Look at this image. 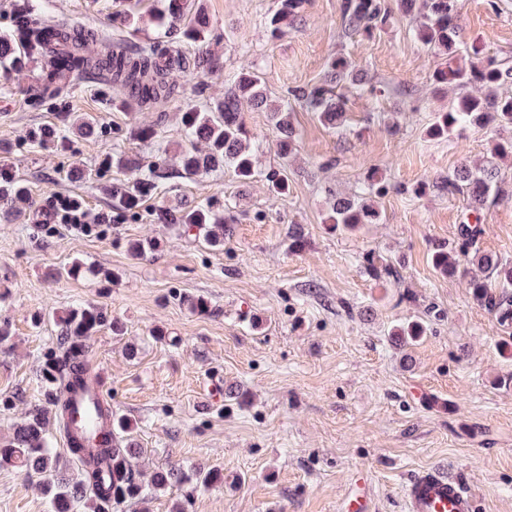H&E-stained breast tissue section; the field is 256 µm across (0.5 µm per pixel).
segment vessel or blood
<instances>
[{"mask_svg": "<svg viewBox=\"0 0 512 512\" xmlns=\"http://www.w3.org/2000/svg\"><path fill=\"white\" fill-rule=\"evenodd\" d=\"M75 416L68 426L69 435H92L86 422L106 400L101 386L78 390L70 395ZM406 512H474L473 496L446 473L426 470L417 474L405 490Z\"/></svg>", "mask_w": 512, "mask_h": 512, "instance_id": "1", "label": "vessel or blood"}]
</instances>
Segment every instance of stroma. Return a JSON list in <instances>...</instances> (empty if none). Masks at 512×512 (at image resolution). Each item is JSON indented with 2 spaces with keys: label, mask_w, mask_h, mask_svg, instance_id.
<instances>
[{
  "label": "stroma",
  "mask_w": 512,
  "mask_h": 512,
  "mask_svg": "<svg viewBox=\"0 0 512 512\" xmlns=\"http://www.w3.org/2000/svg\"><path fill=\"white\" fill-rule=\"evenodd\" d=\"M200 2L210 35L205 45L182 41L178 48L190 58L207 51L224 67L196 85L172 73L180 89L164 105L129 106L105 82L82 79L55 107H33L27 91L38 63L0 78V154L33 198L13 221L0 204V322L12 332L0 345V442L41 407L61 470L77 475L39 373L57 347L56 317L91 305L124 326L121 336L107 327L87 336L85 356L113 411L134 423L144 473L171 463L224 472L223 485L191 495L170 487L121 512H172L179 502L187 512H339L348 495L370 500L372 512H406V486L429 469L456 476L474 494L476 512H512V347L498 348L511 335L473 301L464 278L442 276L430 260L436 244L456 241L468 206L441 191V180L463 161L489 158L495 133L426 136L435 113L448 107L432 86L441 59L400 13L366 38L345 30L341 0H306L294 27L273 39L265 19L279 0ZM28 4L48 21L113 32V0ZM457 7L464 44H480L512 66V0H458ZM339 53L389 92L376 99L345 88L348 121L337 130L295 105L297 153L276 209L263 180L242 184L221 170L190 180L172 168L169 193L146 198L137 214L90 232L53 222L59 197L115 213L111 186L137 179L136 163L175 159L182 112L223 97L226 72H260L277 101L289 88L319 83ZM66 114L94 117L96 134L70 135L64 149L31 146L34 131ZM392 119L400 124L394 135L385 129ZM139 123L157 125L159 137L131 138ZM112 154L133 167L99 172L100 159ZM371 168L390 187L375 199L381 222L328 232L332 199L353 195ZM421 182L425 194H411ZM213 199L232 203L231 235L220 248L150 217L159 206ZM481 215L478 248L512 262V201ZM292 224L307 238L297 253L288 250ZM143 238L156 250L132 259L129 242ZM370 250L397 259L401 284L362 272ZM76 260L91 274L68 276ZM195 297L209 301V314L190 309ZM423 318L429 330L405 365L388 332ZM155 328L168 341L152 340ZM132 344L133 357L126 353ZM214 384L245 392L246 402L213 400ZM0 512H49L48 499L34 480L0 467Z\"/></svg>",
  "instance_id": "stroma-1"
}]
</instances>
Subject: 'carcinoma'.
Returning <instances> with one entry per match:
<instances>
[{
  "label": "carcinoma",
  "mask_w": 512,
  "mask_h": 512,
  "mask_svg": "<svg viewBox=\"0 0 512 512\" xmlns=\"http://www.w3.org/2000/svg\"><path fill=\"white\" fill-rule=\"evenodd\" d=\"M305 0H281L280 7L265 20L271 36L284 35L300 17ZM399 12L417 22L415 35L425 46L445 55V62L432 74L434 91L455 95L448 102V110L439 112L428 126L431 138L452 140L467 128L512 127V96L500 92L512 80V68L493 59L481 57V50L472 44L460 47V26L456 0H395ZM112 11V27L139 29L142 16L131 8ZM342 22L345 29L371 37L383 28L391 15L387 0H342ZM150 18L161 33H176L193 43H204L208 38V21L203 7L196 0H163V8L150 13ZM97 42L101 49L97 57L86 53V46ZM40 63L36 85L30 89V100L42 104L59 99L78 76L98 75L111 86L129 90L140 106H155L166 102L176 92L168 74L178 70L188 80L200 77L204 71L220 68L218 58L201 54L190 60L179 50L159 53L154 46L113 47L112 42L98 30L59 22L45 24L29 13L28 4L17 5L16 28L0 36V68L6 72L24 68L29 61ZM229 84L224 99L209 103L204 109L189 108L182 115V133L189 146L178 155L177 172L183 178L224 170L239 182L255 178V154L260 145L252 141L246 127L244 109L269 112L270 123L276 133V153L283 164L295 149L296 131L288 107L273 104L263 87L262 79L253 70L238 71L224 76ZM345 82L365 88L378 98L386 94L383 85H366L362 72L342 55L331 59L324 82L311 87H295L289 96L304 102L317 114L320 122L332 128L343 125L344 101L335 91V84ZM66 131L47 126L35 136V142L46 147L62 143ZM512 158V138L499 139L494 154L485 164L470 167L461 165L441 181V189L451 196H462L469 201V210L477 212L486 205L512 200V181L505 180L496 159ZM167 160L158 158L141 170L140 177L131 185L114 189L117 208L135 212L149 195L162 189L167 178ZM272 199L288 191V179L280 169H271L265 175ZM386 191L375 172H370L359 191L333 203L325 224L327 230L354 232L363 224H374L379 211L369 203L374 195ZM30 189L24 183L10 178L0 185V201L16 211V203L29 201ZM157 224H179L185 233L198 232L212 247L224 246L230 235L226 217L214 208L212 202L194 206L181 205L177 209L161 207L152 214ZM483 233L481 224L465 219L460 224L458 243L448 248L437 246L431 254L436 271L445 276L467 275L478 267L483 275L474 276L469 288L474 301L494 314L499 324L512 328V264L476 247ZM364 272L376 280L393 284L401 282L396 265L374 253L362 257ZM60 326L59 346L48 354L41 369V380L46 396L52 404L59 402L58 391L76 386L82 388L99 379L86 372L84 350L80 338L91 334L107 323V316L94 306L69 310L57 318ZM424 333L419 322L395 325L390 329L392 341L408 348ZM101 420H112V432H100L91 444L81 436L70 438L69 451L80 464L79 477L72 480L60 472L59 459L47 438L40 409H34L20 426L13 439L0 446V466L19 469L28 478H37L50 498L51 512H77V504L84 503L89 512H110L124 503L142 502L149 490H163L169 486L196 485L213 487L224 484V473L218 469L168 466L154 472L151 486H146L135 459L141 449L135 447L131 436L133 423L108 410L98 408Z\"/></svg>",
  "instance_id": "carcinoma-1"
}]
</instances>
